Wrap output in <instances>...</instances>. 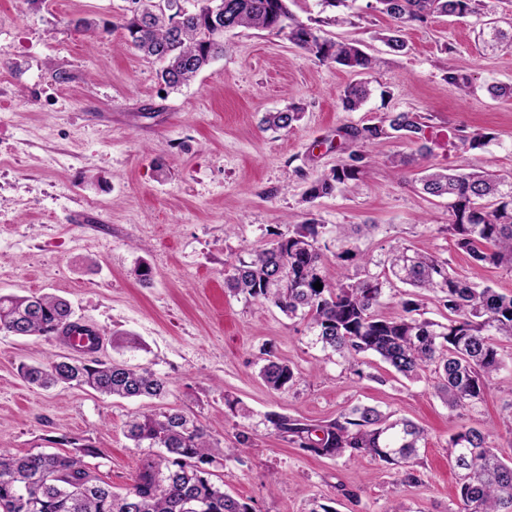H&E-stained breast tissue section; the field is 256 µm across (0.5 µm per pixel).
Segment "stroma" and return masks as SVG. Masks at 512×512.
<instances>
[{
	"mask_svg": "<svg viewBox=\"0 0 512 512\" xmlns=\"http://www.w3.org/2000/svg\"><path fill=\"white\" fill-rule=\"evenodd\" d=\"M356 0L354 25L329 28L372 55L373 94L356 112L339 96L357 74L320 63L284 35L240 28L224 35V54L187 86L171 91L159 65L124 44V0H0V294H53L77 322L97 329L103 360L144 365L169 381L167 406L206 426L224 449L212 470L224 490L252 512H452L457 471L449 436L463 424L488 433L512 459V373L498 374L475 409L448 410L426 369L408 380L376 357L366 378L326 358L305 321L231 294L224 271L298 224L326 225V266L337 264L334 229L371 225L357 237L362 259L344 262L351 278L382 273L391 245L448 259L462 276L469 257L444 231L448 202L414 187L417 165L395 171L391 159L413 147L386 139L369 145V165L349 189L306 203L311 181L347 160L344 130L387 112L426 117L428 162L460 172L492 169L512 176V105L491 100L489 83L512 84V46L489 47L476 17H436L401 31L408 48L393 54L377 40L390 19ZM87 18L96 31L75 28ZM470 76L474 95L448 85L446 69ZM301 107L299 122L272 131L264 113ZM492 134L485 148L462 136ZM371 266H364V258ZM150 270L141 279L138 268ZM138 338V350L112 338ZM291 365L288 389L259 376L266 349ZM60 339L0 332V449L14 454L74 453L92 446L88 467L113 489L131 482L145 451L124 428L151 400H127L86 387L42 389L20 367L72 355ZM357 403L396 411L428 433L399 483L394 470L364 459L325 458L278 437L277 412L329 421Z\"/></svg>",
	"mask_w": 512,
	"mask_h": 512,
	"instance_id": "35a3bbf8",
	"label": "stroma"
}]
</instances>
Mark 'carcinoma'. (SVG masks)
<instances>
[{
	"instance_id": "1",
	"label": "carcinoma",
	"mask_w": 512,
	"mask_h": 512,
	"mask_svg": "<svg viewBox=\"0 0 512 512\" xmlns=\"http://www.w3.org/2000/svg\"><path fill=\"white\" fill-rule=\"evenodd\" d=\"M127 6L119 27L125 42L147 59L161 64L164 85L177 89L211 60L224 54V34L238 28L268 29L323 63H334L364 74L373 58L352 41L333 40L326 27L351 23V0H319L318 16L298 20L291 0H224V29L215 26L208 0H193L182 13L161 12L156 0H124ZM369 8L387 15L394 26L379 33L391 51L401 53L405 25L425 24L436 16L485 18L490 41L512 45V33L494 25L493 0H374ZM445 79L468 95L472 80L453 69ZM370 95L369 82L348 84L341 94L345 112L360 109ZM301 108L268 112L261 122L267 129L287 130L300 119ZM428 125L416 112H389L377 122L350 126L345 137L354 149L348 160L322 174L305 192V201L331 195L357 181L368 166L367 145L380 139H401L416 146L412 156L392 161L397 170L427 159L431 153ZM416 183L425 195L448 198L446 231L456 247L476 268L493 266L512 272V178L493 170L453 172L426 166ZM324 225L308 221L288 235H277L268 248L249 259L229 264L224 286L277 307L289 318L308 321L323 350L347 363L350 374L361 378L368 355L378 357L396 373L413 379L435 366L439 398L452 411L470 410L485 401L494 375L512 361L500 339L512 341V296L498 293L456 273L446 259L405 246L391 249L390 277L365 274L353 280L342 272L329 274L322 266L320 238ZM340 251L348 261L359 253L341 231ZM411 287L403 293L402 314L386 318L376 313L389 278ZM322 289L314 288L315 283ZM433 294L447 312L441 323L418 317L417 290ZM21 327L26 336L46 339L77 328L70 304L41 294L0 295V331ZM260 369L263 382L273 390L294 383L296 374L286 362L266 352ZM30 384L88 387L112 397L161 399L168 391L166 378L148 367L122 361L82 360L68 356L20 368ZM268 422L283 439L304 451L324 457L370 458L396 470L399 481L411 483V471L427 434L414 422L393 412L355 404L325 423L271 413ZM125 437L136 448L158 452L140 460L132 483L123 492L86 467L78 456L60 453L14 455L0 449V512H252L251 506L224 492L210 466L221 453L204 425L173 408L138 412L126 423ZM448 458L458 470L454 512H512V461L480 429L466 424L448 438Z\"/></svg>"
}]
</instances>
